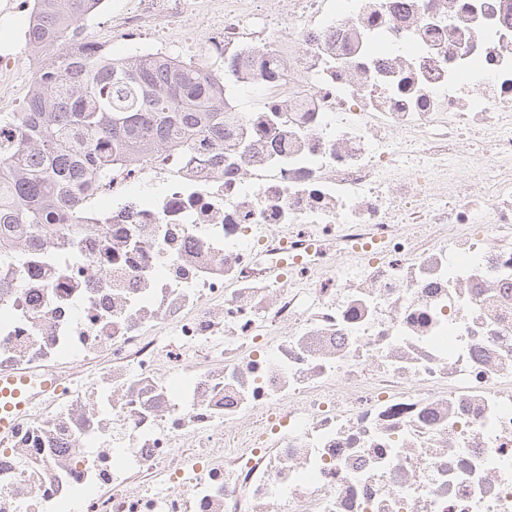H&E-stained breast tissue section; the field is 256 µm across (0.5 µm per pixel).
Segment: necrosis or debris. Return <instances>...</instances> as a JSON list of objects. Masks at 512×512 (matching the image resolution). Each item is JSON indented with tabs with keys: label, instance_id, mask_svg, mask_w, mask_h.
Instances as JSON below:
<instances>
[{
	"label": "necrosis or debris",
	"instance_id": "1",
	"mask_svg": "<svg viewBox=\"0 0 512 512\" xmlns=\"http://www.w3.org/2000/svg\"><path fill=\"white\" fill-rule=\"evenodd\" d=\"M289 2L196 22L223 136L14 240L0 512H512V0ZM30 380L22 376L0 377V435L9 433L12 429V419L15 412H21L25 409L28 401L20 400L23 386H28ZM3 400V406L1 401Z\"/></svg>",
	"mask_w": 512,
	"mask_h": 512
}]
</instances>
